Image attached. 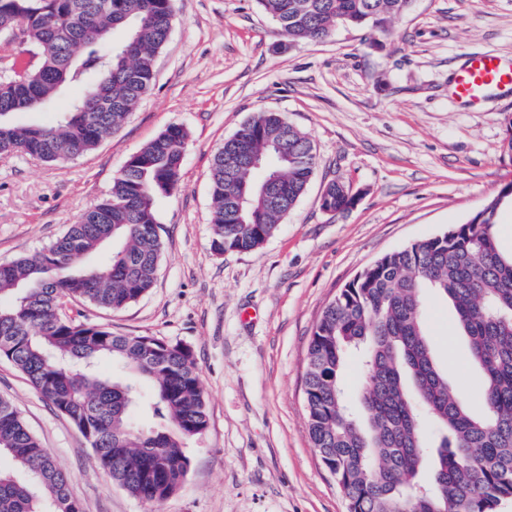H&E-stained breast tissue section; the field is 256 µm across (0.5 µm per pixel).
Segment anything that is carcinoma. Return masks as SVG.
Wrapping results in <instances>:
<instances>
[{
    "label": "carcinoma",
    "instance_id": "1",
    "mask_svg": "<svg viewBox=\"0 0 512 512\" xmlns=\"http://www.w3.org/2000/svg\"><path fill=\"white\" fill-rule=\"evenodd\" d=\"M260 2L292 44L321 41L338 25L386 31L412 0ZM172 18L171 0H0V32L22 29L20 52L39 55L25 75H0V157L62 163L110 138L151 88ZM118 31L123 39L111 50ZM76 85L81 94L54 123L12 121ZM186 140L183 127H168L127 161L108 198L37 254L0 263V299H9L0 303V357L76 425L113 482L153 501L181 486L186 441L208 425L193 353L65 317L60 306L66 298L120 311L152 287L161 252L155 201L179 187ZM255 157L265 164L253 165ZM315 168L311 139L280 113L243 123L213 157V251L247 252L273 236ZM328 194L336 212L353 205L335 182ZM509 204L498 193L464 223L383 255L319 317L304 376L308 433L348 512H497L512 499V254L502 252L495 231ZM109 243V261L88 265ZM429 296L452 303L482 374L475 408L434 358L422 320ZM353 351L366 368L362 415L340 378ZM143 381L151 386L146 396ZM428 420L443 430L434 447ZM428 453L434 463L426 470ZM70 484L1 397L0 512H83Z\"/></svg>",
    "mask_w": 512,
    "mask_h": 512
}]
</instances>
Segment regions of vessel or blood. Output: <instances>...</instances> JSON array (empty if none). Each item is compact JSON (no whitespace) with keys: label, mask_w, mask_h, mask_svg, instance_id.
Instances as JSON below:
<instances>
[{"label":"vessel or blood","mask_w":512,"mask_h":512,"mask_svg":"<svg viewBox=\"0 0 512 512\" xmlns=\"http://www.w3.org/2000/svg\"><path fill=\"white\" fill-rule=\"evenodd\" d=\"M494 92L512 99V63L489 52L470 54L451 81L452 98L474 105Z\"/></svg>","instance_id":"1"}]
</instances>
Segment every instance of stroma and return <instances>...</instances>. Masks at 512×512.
Masks as SVG:
<instances>
[{"mask_svg": "<svg viewBox=\"0 0 512 512\" xmlns=\"http://www.w3.org/2000/svg\"><path fill=\"white\" fill-rule=\"evenodd\" d=\"M512 59V0H413L389 31L337 26L289 44L259 0H174L151 90L92 153L62 164L0 158V262L33 255L105 198L128 159L169 126L186 129L181 184L155 202L162 251L154 285L118 312L72 302L113 333L189 347L209 424L188 441L182 486L137 499L92 458L79 429L0 358V396L59 467L84 512H347L308 434L304 372L324 308L387 252L464 223L512 183L502 144L512 100L474 107L448 93L467 54ZM307 133L316 173L276 233L249 252L213 251L211 163L255 113ZM358 199L323 209L327 184ZM424 322L439 367L475 398L478 368L453 309L432 298Z\"/></svg>", "mask_w": 512, "mask_h": 512, "instance_id": "obj_1", "label": "stroma"}]
</instances>
